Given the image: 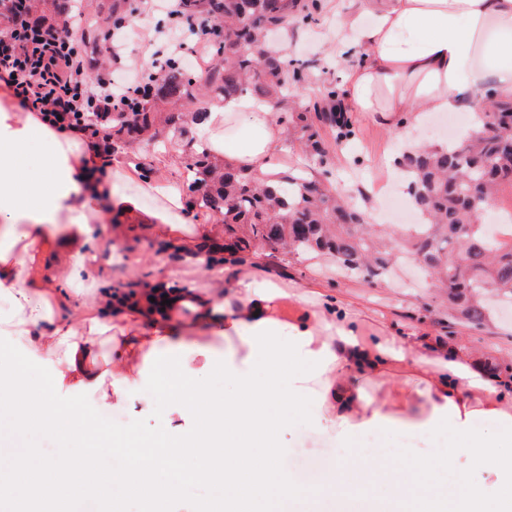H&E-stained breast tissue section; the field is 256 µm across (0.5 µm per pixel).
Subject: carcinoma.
Returning a JSON list of instances; mask_svg holds the SVG:
<instances>
[{
	"label": "carcinoma",
	"instance_id": "1",
	"mask_svg": "<svg viewBox=\"0 0 512 512\" xmlns=\"http://www.w3.org/2000/svg\"><path fill=\"white\" fill-rule=\"evenodd\" d=\"M192 17L224 23L217 63L197 76L177 64L165 66L134 112L112 113V151L135 141L165 146L167 129L186 137L188 206L196 214L219 216L224 252L232 265L253 261L263 246L287 254H328L345 277L380 282L395 261L422 265L436 288L448 292V325L481 329L493 306L512 308V230L490 240L483 218L499 206L500 188L512 187V100L496 98L478 117V130L452 144L405 150L398 168L409 178L422 223L377 228L362 203L321 177L329 172L332 134L352 135L349 112L329 83L319 100L299 110L295 92L307 81L305 68L268 38L318 19L319 0H185ZM221 99L249 94L274 104L290 142L311 171L302 168L275 185L220 164L207 147L188 136L186 113L202 91Z\"/></svg>",
	"mask_w": 512,
	"mask_h": 512
}]
</instances>
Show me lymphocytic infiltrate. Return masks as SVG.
I'll use <instances>...</instances> for the list:
<instances>
[{
  "mask_svg": "<svg viewBox=\"0 0 512 512\" xmlns=\"http://www.w3.org/2000/svg\"><path fill=\"white\" fill-rule=\"evenodd\" d=\"M138 13H165L169 23L154 27L151 42L164 43L166 56L154 59L153 70L164 61L198 64L212 58L219 34L216 26L186 31L183 0H140ZM0 81L12 89L18 106L39 113L49 125L72 127L99 144H108L112 115L135 109L133 91L146 88L147 71L121 62V52L132 23L117 18L105 35L107 48L117 67L93 74L82 53L76 33L81 17L69 13L62 30L33 20L28 0H0ZM97 116L98 125L86 123Z\"/></svg>",
  "mask_w": 512,
  "mask_h": 512,
  "instance_id": "f902f5d3",
  "label": "lymphocytic infiltrate"
}]
</instances>
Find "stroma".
Masks as SVG:
<instances>
[{
	"label": "stroma",
	"instance_id": "stroma-1",
	"mask_svg": "<svg viewBox=\"0 0 512 512\" xmlns=\"http://www.w3.org/2000/svg\"><path fill=\"white\" fill-rule=\"evenodd\" d=\"M96 12L78 31L77 36L89 61L101 68L113 66L106 49L104 34L111 27L112 0H94ZM362 0H343L341 7L322 8L314 23L289 31L286 49L294 58L310 67L308 82L299 89L297 100L309 105L319 98L325 83L337 88L345 86V69L335 63L336 32L341 27L344 12L362 10ZM354 135L333 144L332 178L338 188L353 198H360L361 189L387 182L392 172L388 163L400 151L399 142L390 130L368 116L353 114ZM139 162L165 169L172 178L184 177L183 146L180 140L167 141L165 149L150 144H136L129 150ZM162 242L149 225L129 224L122 233L119 246L124 256L122 266L102 264L100 279L85 281L77 290L78 300H90L118 285L150 284L159 275H166L170 285L206 290L212 281L208 266L195 257L182 253L171 256L162 251ZM259 272L272 273L292 286L308 302H316L320 294L337 293L361 315L365 331L371 335L390 336L399 332H418L436 336L451 343H464L478 349L484 365H512V317L500 313L479 330L462 326L447 331L441 326L448 314L439 306L438 291L425 286H411L407 271H400L390 284L370 285L359 279H340L330 257H289L265 247L254 258ZM112 414L121 416L132 435H160L165 411L143 404L140 391H133L127 403L113 405ZM275 414H288L290 427L284 434L287 449L285 464L308 490H316L319 475L335 464L336 454L344 450L355 453V446H341L334 435L316 430L304 412L285 411L275 406ZM79 439L64 441L54 433L40 428L15 426L11 416L0 415V448L15 456H29L31 463L59 456H73L81 448ZM165 483L178 484L179 490L169 503V512H201L216 495L214 485L203 482L182 483L180 472L165 471L160 475Z\"/></svg>",
	"mask_w": 512,
	"mask_h": 512
}]
</instances>
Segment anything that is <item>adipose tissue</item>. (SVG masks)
<instances>
[{
  "instance_id": "ef3b65f1",
  "label": "adipose tissue",
  "mask_w": 512,
  "mask_h": 512,
  "mask_svg": "<svg viewBox=\"0 0 512 512\" xmlns=\"http://www.w3.org/2000/svg\"><path fill=\"white\" fill-rule=\"evenodd\" d=\"M364 14L347 15L337 36L342 53L361 49L350 66L343 105L391 127L412 148L421 147L426 115L464 111L478 118L476 92L493 88L512 98V0H366ZM370 23H362V15ZM248 129L240 142V129ZM197 129L225 164L268 176L279 171L283 128L270 104L243 95L209 107ZM42 143L50 165L44 178L25 180L19 154ZM125 155L87 144L80 133L55 131L34 113L15 111L0 91V343L16 356L0 370V408L21 427L62 435L91 434L83 413L60 407L59 396L82 393L105 406L126 400L150 381L164 405L189 413L190 427L171 428L125 468L99 470L93 457L60 456L32 466L9 463L14 483L57 512L91 489L150 502L167 512L173 488L157 475L191 459L194 477L220 492L207 512H232L241 502L264 512H288L303 494L284 457L287 416L268 409L283 403L306 409L315 428L342 443L363 434L444 432L445 448L396 449L374 465L379 496L353 493L364 483L359 460L346 456L323 473L320 492L335 512H512V458L497 447L512 433V380L489 373L469 347L418 333L368 336L358 312L340 297L289 307L279 279H257L240 267L223 295L170 289L157 281L167 306L103 294L73 305L69 290L98 273L97 224L151 222L160 239L186 243L187 227L163 210H148L120 175ZM84 310L82 327L72 323ZM111 348L101 355V337ZM225 342L217 351V342ZM49 382L31 384L30 367ZM230 380L235 392L213 394L207 380ZM401 377L389 400L368 395L370 381ZM497 476L498 498L472 470Z\"/></svg>"
}]
</instances>
